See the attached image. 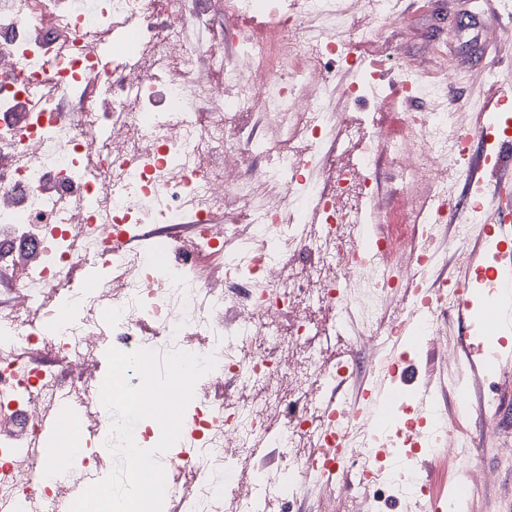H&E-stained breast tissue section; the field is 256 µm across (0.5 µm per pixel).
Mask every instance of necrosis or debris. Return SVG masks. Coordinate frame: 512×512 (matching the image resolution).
<instances>
[{
    "label": "necrosis or debris",
    "mask_w": 512,
    "mask_h": 512,
    "mask_svg": "<svg viewBox=\"0 0 512 512\" xmlns=\"http://www.w3.org/2000/svg\"><path fill=\"white\" fill-rule=\"evenodd\" d=\"M0 0V277L19 269L48 288L29 299L23 283L0 313V512H68L66 489L46 490V465L32 454L42 414L63 380L98 432L100 354L150 348L214 355L184 413L198 451L190 485H167L180 512H262L254 482L222 488L212 473L233 471L259 442L288 451L290 469L275 497L293 505L315 472L324 486L371 490L373 512L405 498L426 499L415 461L459 456L471 437L431 419L402 383L405 366L432 357L448 363L460 387L464 363L443 343L440 322L457 305L459 286L435 280L447 250L467 261L474 227L493 231L488 211L456 227L451 246L440 230L455 201L469 131L448 109L445 80L407 72L400 84L363 67L342 35L351 8L376 19L394 0ZM231 25L233 59L224 46L190 45V27ZM114 65L104 70L103 55ZM352 72L343 87L333 66ZM394 109L403 133L375 121L338 122L329 98ZM387 159L398 175L395 209L370 179ZM248 207L250 230L221 221ZM377 215L380 238L357 228ZM190 221L182 247L141 252L116 246L146 224ZM220 252L224 277L203 278L200 261ZM79 268L90 276L65 306L52 302ZM345 323L358 312L353 353L328 362L313 311ZM429 311L413 342L407 313ZM69 321L68 339L49 336ZM53 352L58 364L39 362ZM385 367L394 394L386 426L363 430L364 404L338 398L354 377L356 355ZM225 385L210 396L206 384ZM287 423V440L271 424ZM346 456L313 470L311 459L335 438Z\"/></svg>",
    "instance_id": "4bbe7bcc"
}]
</instances>
